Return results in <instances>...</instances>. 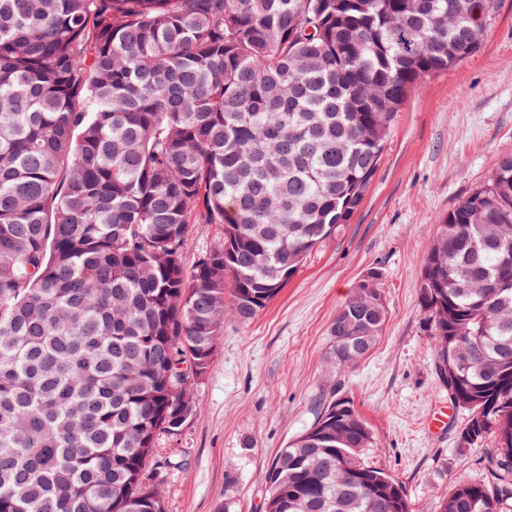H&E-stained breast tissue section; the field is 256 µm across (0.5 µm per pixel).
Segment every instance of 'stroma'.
<instances>
[{"label": "stroma", "mask_w": 512, "mask_h": 512, "mask_svg": "<svg viewBox=\"0 0 512 512\" xmlns=\"http://www.w3.org/2000/svg\"><path fill=\"white\" fill-rule=\"evenodd\" d=\"M510 153L512 0H501L474 54L410 90L350 222L254 318H225L193 386L197 414L158 440L160 456L179 463L164 475L167 512H264L272 458L336 388L373 430L366 462L405 487L410 512H437L456 477L486 479L488 449L457 445L463 414L436 374L416 285L441 218ZM372 267L387 322L367 357L334 367L329 327ZM442 412L446 426L430 429Z\"/></svg>", "instance_id": "35a3bbf8"}]
</instances>
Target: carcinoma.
<instances>
[{"label": "carcinoma", "mask_w": 512, "mask_h": 512, "mask_svg": "<svg viewBox=\"0 0 512 512\" xmlns=\"http://www.w3.org/2000/svg\"><path fill=\"white\" fill-rule=\"evenodd\" d=\"M497 0H0V512H166L156 454L197 412L224 316L265 309L349 221L420 81ZM194 224L221 230L189 263ZM369 268L329 328L365 358ZM512 154L448 210L416 285L490 478L439 512H512ZM333 395L280 449L266 512H409Z\"/></svg>", "instance_id": "1"}]
</instances>
